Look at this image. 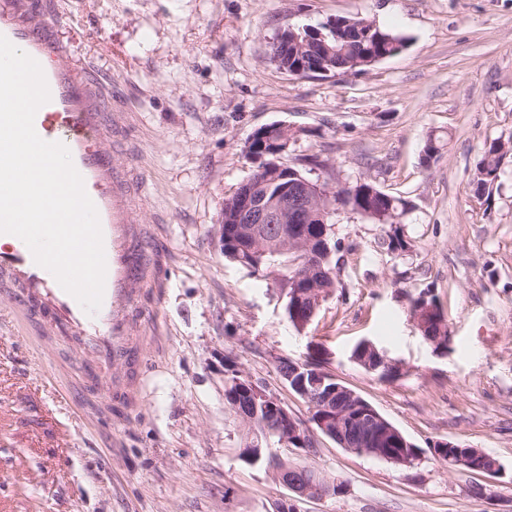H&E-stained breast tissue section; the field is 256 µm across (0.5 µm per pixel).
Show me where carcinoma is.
Listing matches in <instances>:
<instances>
[{
    "label": "carcinoma",
    "mask_w": 512,
    "mask_h": 512,
    "mask_svg": "<svg viewBox=\"0 0 512 512\" xmlns=\"http://www.w3.org/2000/svg\"><path fill=\"white\" fill-rule=\"evenodd\" d=\"M405 43L406 37L403 35L368 19L337 17L318 27L315 33L299 28L288 33L281 64L288 65L290 71L296 69L315 73L326 69L333 75L360 72L397 54ZM500 149L499 139L484 144L474 178L476 193L481 196L486 192V184H492L500 177L504 160ZM335 195L336 201L344 209L360 215L370 211L374 214L371 218L373 223L394 226L393 234L389 236L388 250L404 251L408 248L409 242L404 239L400 224L413 210L410 200L384 192L368 182L340 188L335 191ZM220 241L224 257L254 273H262L279 288L287 289L285 312L289 320L295 319L294 308H299L301 313L305 312V306L298 305L295 288L289 285V281L300 274L307 263L313 261L307 252L288 249L270 224L264 226L258 240L240 234L236 224H224L221 226ZM316 264L319 268L316 273L319 286L334 291L337 288L338 260L320 251ZM245 382L247 377L237 371L232 373L224 388L227 406L237 403L243 411L249 407L251 396L249 389L244 386ZM378 451L385 457L392 453L418 457V448L410 440L401 443L394 436L387 437Z\"/></svg>",
    "instance_id": "cac0c4a2"
}]
</instances>
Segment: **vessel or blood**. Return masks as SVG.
<instances>
[{"mask_svg":"<svg viewBox=\"0 0 512 512\" xmlns=\"http://www.w3.org/2000/svg\"><path fill=\"white\" fill-rule=\"evenodd\" d=\"M0 35L44 72L51 99L37 111L35 130L69 150L97 209L106 258L103 302L92 315L11 234L0 235V279L12 285L23 311L77 346L82 375L92 387L105 397L131 402L133 380H113L109 370L116 364L130 371L141 365L139 287L156 278L157 268L145 234L132 225L138 169L115 170L107 148L127 118L112 102L110 84L73 61L72 45L60 35L49 0H0Z\"/></svg>","mask_w":512,"mask_h":512,"instance_id":"1","label":"vessel or blood"}]
</instances>
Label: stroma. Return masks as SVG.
Masks as SVG:
<instances>
[{
    "label": "stroma",
    "instance_id": "stroma-1",
    "mask_svg": "<svg viewBox=\"0 0 512 512\" xmlns=\"http://www.w3.org/2000/svg\"><path fill=\"white\" fill-rule=\"evenodd\" d=\"M75 58L110 75L128 127L112 161L139 162L143 229L160 273L142 287L140 398L120 408L78 371L79 353L15 308L0 282V512H274L287 487L241 457L224 401L230 369L299 423L311 409L279 372L317 353L420 450L405 467L315 432L282 448L341 493L299 512H512V158L489 199L474 195L486 141L512 140V0H56ZM365 18L406 38L358 73L296 77L268 57L285 26ZM299 128L285 160L340 189L365 181L414 204L410 246L392 229L338 215V286L296 330L272 280L225 258L224 200L252 173L261 126ZM443 148L432 160L429 139ZM434 298L449 341L435 349L410 313ZM372 341L399 373L352 357ZM479 448L497 477L449 469L440 440ZM493 486V496L477 487Z\"/></svg>",
    "mask_w": 512,
    "mask_h": 512
}]
</instances>
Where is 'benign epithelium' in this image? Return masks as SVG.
<instances>
[{"label": "benign epithelium", "instance_id": "benign-epithelium-1", "mask_svg": "<svg viewBox=\"0 0 512 512\" xmlns=\"http://www.w3.org/2000/svg\"><path fill=\"white\" fill-rule=\"evenodd\" d=\"M336 214V202L332 191L325 185L302 179L296 183H286L276 191H271L265 183L254 178L244 181L238 190L234 202L227 211L228 224L239 225V231L247 234L257 232L258 224H277L280 234L284 235L288 247L311 250L327 245L326 234L312 235L308 232L309 224H324L326 218ZM313 271L309 270L298 275L295 283L303 288L297 296L308 305V317L296 318L299 327H305L320 308L324 295L317 293L312 287L310 278ZM293 390L301 397L311 401L312 412L316 413L314 423L317 431L333 439L340 447L350 451L345 436V420L348 412L336 409V393L345 392L350 399H356V393L348 388L336 386L335 376L322 369L315 368L312 372L302 371V365H295V371L287 377ZM252 396L255 404L262 405L264 410H273L283 420L279 432V444L292 448L307 444L305 436L309 432L303 430L288 413L281 402L258 387H253ZM360 419L364 420L368 432L364 442L375 443L377 427L386 424L373 408L362 409ZM435 455L448 453V468L451 470L482 472L491 477L501 474L502 466L496 460L490 462L482 459L484 452L478 448H463L449 441L433 444ZM275 479L286 486L297 498H323L336 494V483L330 477L308 468L289 470L285 467L276 468Z\"/></svg>", "mask_w": 512, "mask_h": 512}]
</instances>
